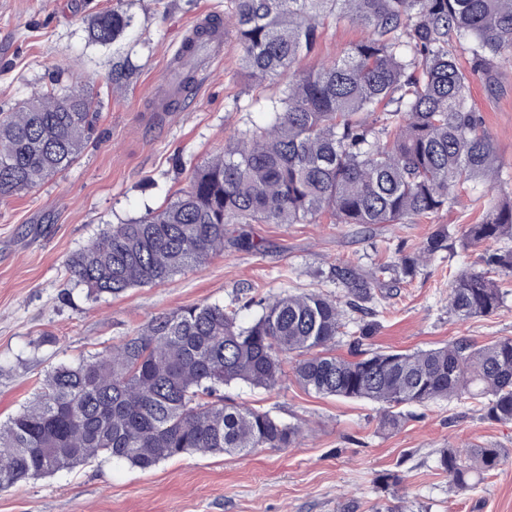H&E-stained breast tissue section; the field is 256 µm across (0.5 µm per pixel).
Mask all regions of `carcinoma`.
Returning <instances> with one entry per match:
<instances>
[{
  "label": "carcinoma",
  "mask_w": 512,
  "mask_h": 512,
  "mask_svg": "<svg viewBox=\"0 0 512 512\" xmlns=\"http://www.w3.org/2000/svg\"><path fill=\"white\" fill-rule=\"evenodd\" d=\"M365 29L341 57L316 70L295 65L314 50L325 17ZM133 18L118 7L87 23L92 43L109 46ZM235 27L246 73L280 80L272 120L239 131L224 155L200 166L165 206L116 224L76 253L71 277L94 295L152 286L224 253L225 225L414 224L452 208L460 193L483 203L461 245L491 242L481 269L459 272L448 313L459 321L497 312L512 276V192L486 199L501 162L470 84L512 56V0H224L183 47L177 92L194 86L190 60L217 29ZM132 68L117 61L112 85ZM93 128L92 102L78 87L31 98L0 117V195L25 192L69 168ZM446 228L393 264L412 278L452 248ZM343 295L284 293L260 303L249 325L219 304L201 303L151 320L118 346L61 363L33 399L0 423V488L105 455L149 470L190 451L247 455L286 448L302 434L267 412L224 397L243 382L273 389L290 354L298 383L317 395L380 405L395 429L400 408L467 398L484 418L512 424V337L485 345L458 338L412 352L345 358L332 345L348 313L376 315L380 278L336 267ZM512 458L505 448H441L450 488L466 492Z\"/></svg>",
  "instance_id": "obj_1"
}]
</instances>
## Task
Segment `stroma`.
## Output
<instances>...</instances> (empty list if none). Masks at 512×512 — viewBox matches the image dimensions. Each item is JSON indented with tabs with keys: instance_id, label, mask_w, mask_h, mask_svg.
I'll return each instance as SVG.
<instances>
[{
	"instance_id": "1",
	"label": "stroma",
	"mask_w": 512,
	"mask_h": 512,
	"mask_svg": "<svg viewBox=\"0 0 512 512\" xmlns=\"http://www.w3.org/2000/svg\"><path fill=\"white\" fill-rule=\"evenodd\" d=\"M121 6L132 32L115 49L89 44L86 21ZM224 0H0V113L12 112L53 81L84 87L97 105L95 130L77 161L25 193L0 197V421L14 415L55 366L117 346L153 318L200 303L236 310L240 323L260 313L259 299L318 290L336 296V266L362 271L413 252L439 226L462 236L480 209L461 204L416 224L362 228L321 218L314 224H231L223 255L153 286L118 295H88L68 259L105 229L156 209L184 188L197 167L241 130L268 122L267 100L279 84H256L244 71L236 34L224 31V54L197 56L206 79L169 112L155 106L168 93L185 35ZM364 35L328 17L304 71L339 58ZM133 75L116 94L115 57ZM471 102L481 112L512 183V63L474 78ZM248 234L254 248L237 245ZM483 246L439 253L412 280L377 289L371 350L440 346L460 336L485 344L512 336V276L496 313L458 321L448 314L455 274ZM294 358L270 391L244 383L226 396L301 425L294 446L246 456L187 453L140 470L123 461L94 462L0 488V512H512V462L464 494L450 490L437 467L442 448H512V425L484 419L469 400L407 407L401 426L382 428L377 404L305 391ZM401 475L400 487L378 482Z\"/></svg>"
}]
</instances>
